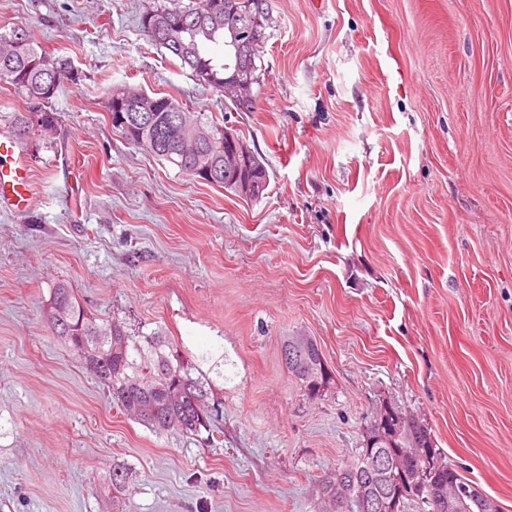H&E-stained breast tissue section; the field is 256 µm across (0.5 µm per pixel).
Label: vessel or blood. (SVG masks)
<instances>
[{
  "label": "vessel or blood",
  "mask_w": 512,
  "mask_h": 512,
  "mask_svg": "<svg viewBox=\"0 0 512 512\" xmlns=\"http://www.w3.org/2000/svg\"><path fill=\"white\" fill-rule=\"evenodd\" d=\"M30 165L23 146L14 140L0 142V208L21 213L32 205Z\"/></svg>",
  "instance_id": "vessel-or-blood-1"
}]
</instances>
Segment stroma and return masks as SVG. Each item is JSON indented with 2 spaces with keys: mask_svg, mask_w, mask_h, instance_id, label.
<instances>
[{
  "mask_svg": "<svg viewBox=\"0 0 512 512\" xmlns=\"http://www.w3.org/2000/svg\"><path fill=\"white\" fill-rule=\"evenodd\" d=\"M149 3L0 0L82 73L24 142L34 207L0 210V512H112L118 464L130 512H321L385 401L512 512V0H271L259 97L231 113L147 41ZM119 83L228 118L265 195L125 141ZM58 280L199 362L221 447L113 409L41 320ZM298 334L332 374L314 398L281 361Z\"/></svg>",
  "mask_w": 512,
  "mask_h": 512,
  "instance_id": "1",
  "label": "stroma"
}]
</instances>
